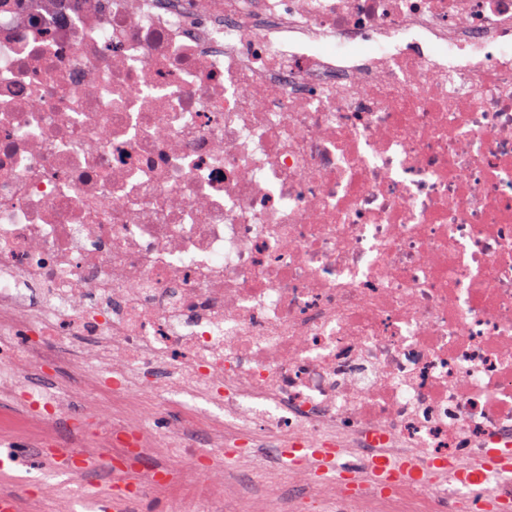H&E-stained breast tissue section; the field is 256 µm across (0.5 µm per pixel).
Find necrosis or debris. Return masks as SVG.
Segmentation results:
<instances>
[{"label": "necrosis or debris", "mask_w": 512, "mask_h": 512, "mask_svg": "<svg viewBox=\"0 0 512 512\" xmlns=\"http://www.w3.org/2000/svg\"><path fill=\"white\" fill-rule=\"evenodd\" d=\"M77 338L91 448L48 382ZM0 397V468L127 512H471L453 467L512 455V0L0 11ZM141 400L146 405H153L160 409V411L167 416L170 421L178 422L185 424L187 428H194L196 425V422L185 409L182 407H178L173 405L172 403L161 405L157 403L151 396L149 395H142ZM37 474L44 480V482L48 485H54L57 483H63V484H69L70 488L72 489L74 486L71 484L73 481H76L78 486L80 487L78 492H73V498H74V508L70 512H84L82 511V497L89 496L92 486H99L100 479L97 477H86L83 480H75V479H68L66 476L60 475L58 473H43L39 470H37ZM84 506L87 510L95 512V510L98 506V501L93 497H88L85 502Z\"/></svg>", "instance_id": "4bbe7bcc"}]
</instances>
